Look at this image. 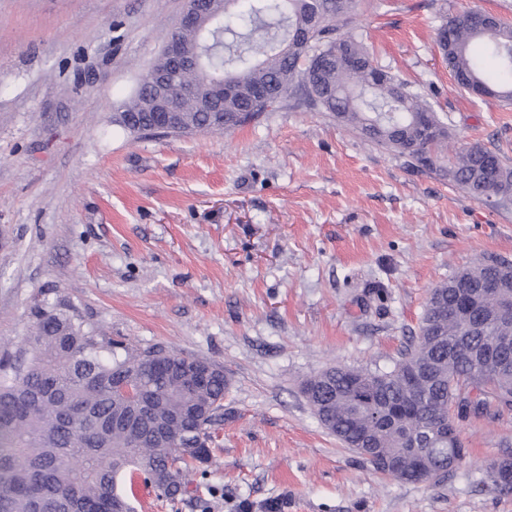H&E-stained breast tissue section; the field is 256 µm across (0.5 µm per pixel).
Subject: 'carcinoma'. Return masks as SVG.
Here are the masks:
<instances>
[{
  "mask_svg": "<svg viewBox=\"0 0 512 512\" xmlns=\"http://www.w3.org/2000/svg\"><path fill=\"white\" fill-rule=\"evenodd\" d=\"M358 0H209L195 29L173 36L205 52L174 79L171 134L231 132L267 108L266 89L310 107L423 166L448 148V125L411 83L374 63L356 31ZM438 43L458 87L512 100V26L452 16ZM232 79L224 111L186 95ZM157 112L148 90L124 100L114 122L146 136ZM448 178L472 198L512 203V168L478 144L455 152ZM512 263L485 257L434 286L419 333L389 370L336 365L302 393L324 428L375 471L401 483L440 481L441 448L466 457L450 408L494 418L512 409ZM199 359L134 349L85 328L63 304L39 307L26 336L0 358V512H134L126 491L144 476L174 502L212 460L208 427L224 415L228 382L217 366L193 383ZM148 395L143 412L124 385ZM512 492V459L493 474Z\"/></svg>",
  "mask_w": 512,
  "mask_h": 512,
  "instance_id": "cac0c4a2",
  "label": "carcinoma"
}]
</instances>
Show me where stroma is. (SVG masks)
<instances>
[{"mask_svg":"<svg viewBox=\"0 0 512 512\" xmlns=\"http://www.w3.org/2000/svg\"><path fill=\"white\" fill-rule=\"evenodd\" d=\"M183 0H0V354L35 305L99 334L206 359L229 382L215 456L150 512H512L490 463L512 411L459 420L468 453L438 483L374 472L320 424L307 377L393 367L428 292L495 256L512 207L450 182L293 96L229 133L137 138L112 116L174 31ZM512 0H361L379 65L422 92L456 146L512 166V101L457 88L437 31Z\"/></svg>","mask_w":512,"mask_h":512,"instance_id":"35a3bbf8","label":"stroma"}]
</instances>
